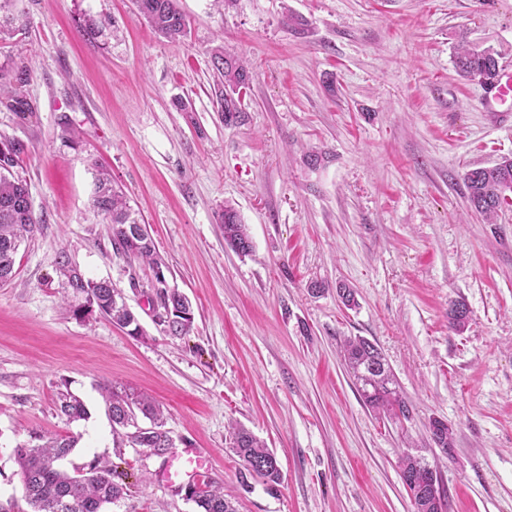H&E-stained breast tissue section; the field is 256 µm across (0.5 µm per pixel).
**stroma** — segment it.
<instances>
[{"label": "stroma", "instance_id": "1", "mask_svg": "<svg viewBox=\"0 0 512 512\" xmlns=\"http://www.w3.org/2000/svg\"><path fill=\"white\" fill-rule=\"evenodd\" d=\"M179 5L189 33L171 41L132 0H11L0 82L31 76L0 97V142L20 150L40 229L0 285V503L27 512L14 450L51 433L77 440L62 469L104 457L127 472L107 512H196L162 481L167 459L115 447L100 395L114 385L160 404L177 451L199 453L238 512H413L407 453L437 469L450 512H512V211L487 222L464 183L512 155V116L487 112L455 66L464 42L512 60V0ZM218 46L253 67L234 126L212 103ZM100 166L190 300L189 335L164 332L152 270L114 252L93 207ZM227 203L251 254L224 240ZM62 251L122 290L142 335L65 303ZM454 300L469 310L460 332ZM347 336L379 347L409 418L365 407ZM61 391L87 418L58 414ZM435 417L452 456L430 439ZM234 422L275 452L277 493L242 490ZM429 433L436 447L440 448L446 456H452L453 433L448 423L440 418H433L430 421Z\"/></svg>", "mask_w": 512, "mask_h": 512}]
</instances>
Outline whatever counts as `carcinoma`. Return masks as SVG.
<instances>
[{"label":"carcinoma","instance_id":"obj_1","mask_svg":"<svg viewBox=\"0 0 512 512\" xmlns=\"http://www.w3.org/2000/svg\"><path fill=\"white\" fill-rule=\"evenodd\" d=\"M137 12L158 34L171 40L188 34V20L178 6L179 0H134ZM217 71L213 85L217 111L224 125L234 126L241 121L240 90L250 84L253 72L237 56L217 49L212 54ZM456 65L460 74L478 81L484 88L496 81L500 73L499 61L490 48L477 49L468 45L458 48ZM19 149L13 145L0 146V284L15 274V257L20 244L38 231V221L29 202L27 185L10 178L6 172L16 164ZM465 184L472 209L495 219L503 208L512 204L505 197V189L512 190V157L504 156L491 167H479L467 172ZM94 207L112 224V247L116 253L133 256L161 270L165 262L158 255L147 227L133 234L131 226L138 224L135 213L122 191L112 184L111 176L98 172L93 198ZM224 225V241L237 252L247 254L252 249L248 229L238 211L224 204L219 214ZM58 270L65 293L75 298L82 296L85 303L96 308L100 315L112 323L129 329L132 336L140 335L135 314L125 304L117 289L91 285L80 270L73 266L64 253L58 257ZM160 307L169 313L165 324L173 336L187 335L194 323V313L187 297L177 289H166L159 295ZM468 309L461 301L448 308V323L455 331H462L467 323ZM344 360L351 370L360 397L365 406L377 414L409 417L410 407L397 389L391 369L375 344L363 337H349L342 343ZM112 422L125 427L135 423L137 414L151 422L131 445L143 449L148 455L165 457L175 448L169 432L163 429L159 405L145 394L117 391L114 387L103 390ZM56 408L69 421L85 418L87 411L80 398L72 393L60 392ZM432 442L447 456L452 455L453 437L448 423L440 418L430 421ZM232 451L239 458L241 485L251 487L249 479L258 477L270 493L281 485L282 473L273 451L249 430L237 424L231 426ZM35 444L15 453L20 474L29 484L26 496L31 512H105L107 505L122 499L128 492L126 474L117 470L112 462L96 459L83 467V473L68 472L59 466L67 458L76 440L57 434L36 435ZM400 477L414 505V512H449L448 500L440 489L438 472L420 459L407 455L400 465ZM188 499L197 506V512H236L231 501L224 497V486L209 478L185 486Z\"/></svg>","mask_w":512,"mask_h":512}]
</instances>
